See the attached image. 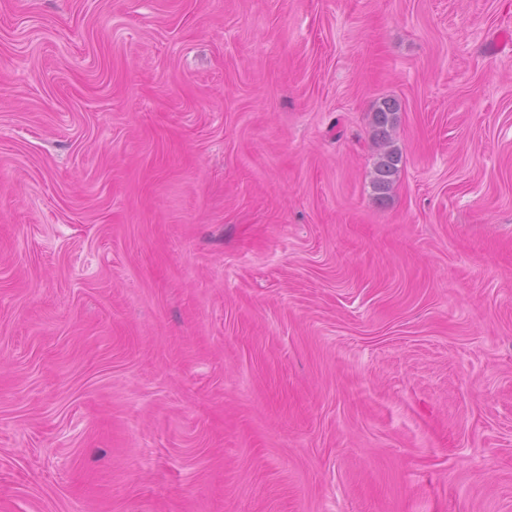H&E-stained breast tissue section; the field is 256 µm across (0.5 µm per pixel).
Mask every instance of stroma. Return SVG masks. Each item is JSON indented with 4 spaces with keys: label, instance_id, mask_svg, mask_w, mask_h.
I'll list each match as a JSON object with an SVG mask.
<instances>
[{
    "label": "stroma",
    "instance_id": "35a3bbf8",
    "mask_svg": "<svg viewBox=\"0 0 512 512\" xmlns=\"http://www.w3.org/2000/svg\"><path fill=\"white\" fill-rule=\"evenodd\" d=\"M509 32L0 0V512H512ZM396 101L384 100L373 114L374 145L377 160L374 166L372 187L376 197L385 199L391 192L399 172L401 152L394 145L390 130L394 128L398 117Z\"/></svg>",
    "mask_w": 512,
    "mask_h": 512
}]
</instances>
